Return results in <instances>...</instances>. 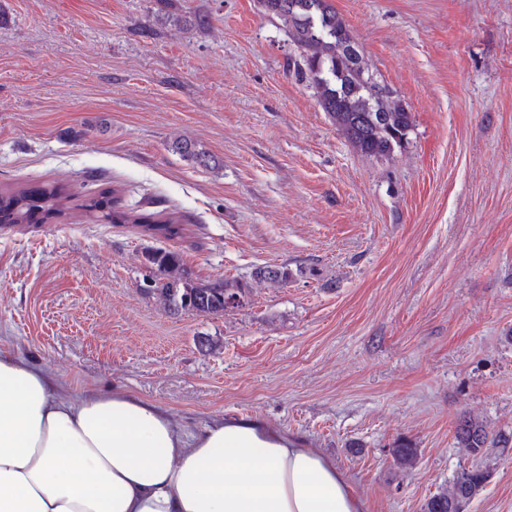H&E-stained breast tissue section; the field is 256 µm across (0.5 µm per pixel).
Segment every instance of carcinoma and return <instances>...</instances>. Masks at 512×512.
<instances>
[{"mask_svg": "<svg viewBox=\"0 0 512 512\" xmlns=\"http://www.w3.org/2000/svg\"><path fill=\"white\" fill-rule=\"evenodd\" d=\"M257 4L264 13L283 22L288 40L300 49V53L288 56V72L314 90L318 106L353 147L366 156L385 157L408 142L413 128L411 113L396 92L370 71L331 0H257ZM155 23L183 30L205 27L209 20L196 12H166L157 15ZM172 149L200 168L219 166L215 155L190 138H176ZM69 198L66 188L56 184L0 192V224H40L57 219L65 214ZM82 208L111 224H137L152 237L170 240L182 234L175 219L154 212H130L115 195L89 197ZM143 258L151 275L145 276L141 291L174 313L222 316L228 312L224 301H245L252 292L251 283L279 287L293 277L292 269L281 264L280 273L275 275L267 265L255 268L250 283L226 276L202 280L192 275L175 250L147 249ZM454 436L457 446L473 456L482 454L485 448H507L512 444V436L492 434L487 423L473 415L459 421ZM391 456L394 467L411 468L417 464L418 448L403 439L395 443ZM489 478V471L479 466L464 468L448 487L424 501L421 512H465V506L483 491Z\"/></svg>", "mask_w": 512, "mask_h": 512, "instance_id": "1", "label": "carcinoma"}]
</instances>
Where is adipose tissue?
<instances>
[{"label":"adipose tissue","mask_w":512,"mask_h":512,"mask_svg":"<svg viewBox=\"0 0 512 512\" xmlns=\"http://www.w3.org/2000/svg\"><path fill=\"white\" fill-rule=\"evenodd\" d=\"M0 512H365L303 441L242 417L183 432L128 394L61 399L0 353Z\"/></svg>","instance_id":"adipose-tissue-1"}]
</instances>
